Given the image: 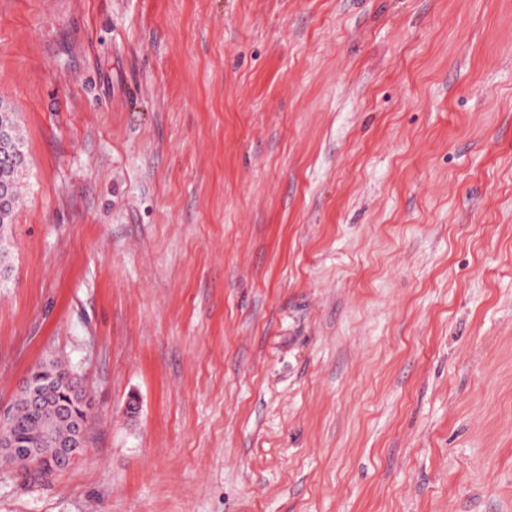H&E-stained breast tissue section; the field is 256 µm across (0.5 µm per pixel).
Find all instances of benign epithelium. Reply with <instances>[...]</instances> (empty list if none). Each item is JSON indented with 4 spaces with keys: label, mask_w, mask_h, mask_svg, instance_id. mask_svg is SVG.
Listing matches in <instances>:
<instances>
[{
    "label": "benign epithelium",
    "mask_w": 512,
    "mask_h": 512,
    "mask_svg": "<svg viewBox=\"0 0 512 512\" xmlns=\"http://www.w3.org/2000/svg\"><path fill=\"white\" fill-rule=\"evenodd\" d=\"M70 386V379L59 378L48 364L36 369L29 375L21 388L25 401L50 415L71 414L72 426L68 438L58 441L54 438L49 442L57 445L53 460V469L61 472L69 469L83 459L87 453V439L82 414L69 410L58 403L62 390ZM15 408L0 410V466L18 465L28 468H41L43 454L39 448H23L11 436L10 427Z\"/></svg>",
    "instance_id": "1"
}]
</instances>
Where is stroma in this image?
Listing matches in <instances>:
<instances>
[{
    "label": "stroma",
    "mask_w": 512,
    "mask_h": 512,
    "mask_svg": "<svg viewBox=\"0 0 512 512\" xmlns=\"http://www.w3.org/2000/svg\"><path fill=\"white\" fill-rule=\"evenodd\" d=\"M0 101V512H512V0H0ZM7 112L11 111L0 105V136L3 134L11 136L13 134V127L10 124L4 123L1 126V115ZM10 120L16 130L15 139L0 142V185H4L8 189V194L0 208V257L2 256L5 260L8 255L6 232L14 221L19 204V185L26 165V157L23 162H20L15 156L16 148L20 147L24 151L23 137L15 112H11ZM21 150L17 149V153L20 157H23L25 153L23 155ZM69 386L70 377L59 378L45 363L42 367H38L34 374L29 375L20 392L29 405L49 415H71L72 426L68 438L64 441L49 439V442L56 444L55 448H58L53 460V469L56 472L69 469L83 459L88 450L82 413L76 411L71 413L67 407L58 403L62 390ZM11 407L0 410V466L6 464L39 469L43 464V454L48 458L53 457L54 447L50 444L34 447H38L39 442L48 435L66 437L68 425L63 420L46 417L25 402L20 403L16 413V404ZM14 439L31 448L21 447ZM41 448H44L43 454Z\"/></svg>",
    "instance_id": "obj_1"
}]
</instances>
